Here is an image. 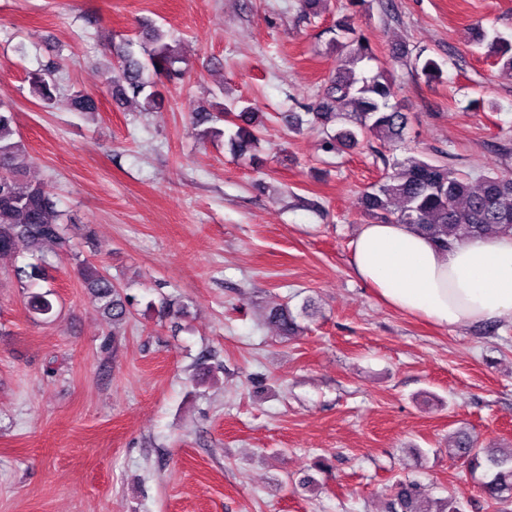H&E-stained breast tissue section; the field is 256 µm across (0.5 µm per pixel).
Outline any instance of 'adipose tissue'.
Listing matches in <instances>:
<instances>
[{
  "label": "adipose tissue",
  "mask_w": 512,
  "mask_h": 512,
  "mask_svg": "<svg viewBox=\"0 0 512 512\" xmlns=\"http://www.w3.org/2000/svg\"><path fill=\"white\" fill-rule=\"evenodd\" d=\"M351 265L387 305L438 326L512 322V233L443 251L411 225L373 222L360 225Z\"/></svg>",
  "instance_id": "1"
}]
</instances>
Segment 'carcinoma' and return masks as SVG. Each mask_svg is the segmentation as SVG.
<instances>
[{
    "mask_svg": "<svg viewBox=\"0 0 512 512\" xmlns=\"http://www.w3.org/2000/svg\"><path fill=\"white\" fill-rule=\"evenodd\" d=\"M333 47L338 69L318 98L306 112L285 115L288 127L299 129L304 124L319 125L325 133L324 147L330 152L337 145L354 146L375 138L387 146L402 142L409 125V113L394 102L396 93L389 70L384 63L368 76L356 72L359 63L375 59L367 40L355 35L348 18L336 21ZM168 35L151 23L143 25L138 40L128 39L113 50L106 69V81L112 98L118 103L132 99L140 111L150 112L163 102L159 86L183 77L184 62L179 46L167 42ZM479 44H487L502 67L512 70V40L491 35L479 28L475 33ZM32 93L49 104L59 94L56 70L49 65L29 75ZM74 111L93 114L98 101L81 90L71 93ZM196 124L205 126L206 136L228 135L233 154L242 160L251 157L258 142L254 113L230 107L216 112L205 109L192 113ZM232 117L231 133L215 127ZM16 134L15 114L0 103V253L27 252L34 261L15 270L19 281L30 287L46 279L49 261L45 247L69 252L65 228L56 222L57 214L51 192L43 183H32L14 167L20 150ZM366 215L375 221L413 224L435 244L446 248L455 242L491 232L512 233V173L490 169L477 180L471 173L448 165L442 159L409 157L386 165L372 191L361 198ZM84 287L101 302V310L112 323V343H117L120 327L131 315V302L120 285L96 265L83 259L77 267ZM51 293H29L27 304L36 314L52 311ZM281 335L292 336L299 329L296 316L283 306L269 312ZM455 455L470 471L486 468L490 479L484 483L488 496L498 504L512 503V448H480L467 433L456 436ZM461 495L436 498L423 484L410 479L398 480L392 486L386 512H464Z\"/></svg>",
    "mask_w": 512,
    "mask_h": 512,
    "instance_id": "1",
    "label": "carcinoma"
}]
</instances>
